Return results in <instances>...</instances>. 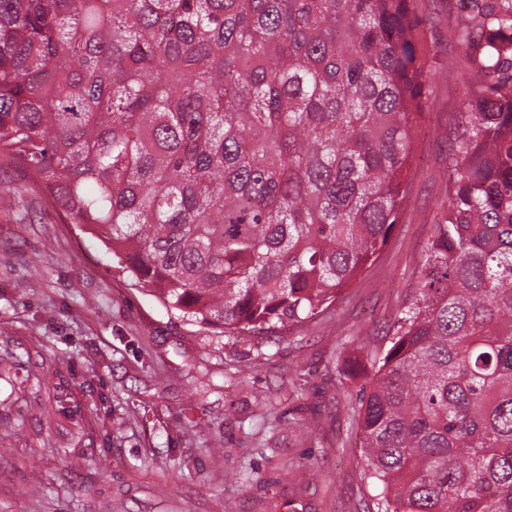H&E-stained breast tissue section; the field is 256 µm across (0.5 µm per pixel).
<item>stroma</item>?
Masks as SVG:
<instances>
[{
	"label": "stroma",
	"mask_w": 512,
	"mask_h": 512,
	"mask_svg": "<svg viewBox=\"0 0 512 512\" xmlns=\"http://www.w3.org/2000/svg\"><path fill=\"white\" fill-rule=\"evenodd\" d=\"M431 85L400 222L343 300L269 340L182 320L0 176V512H367L348 405L447 200L469 101L458 0H415Z\"/></svg>",
	"instance_id": "obj_1"
}]
</instances>
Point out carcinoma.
Wrapping results in <instances>:
<instances>
[{"instance_id":"carcinoma-1","label":"carcinoma","mask_w":512,"mask_h":512,"mask_svg":"<svg viewBox=\"0 0 512 512\" xmlns=\"http://www.w3.org/2000/svg\"><path fill=\"white\" fill-rule=\"evenodd\" d=\"M467 2L448 206L351 407L377 512H512V0ZM425 53L413 0H0V161L182 319L274 333L388 244Z\"/></svg>"}]
</instances>
